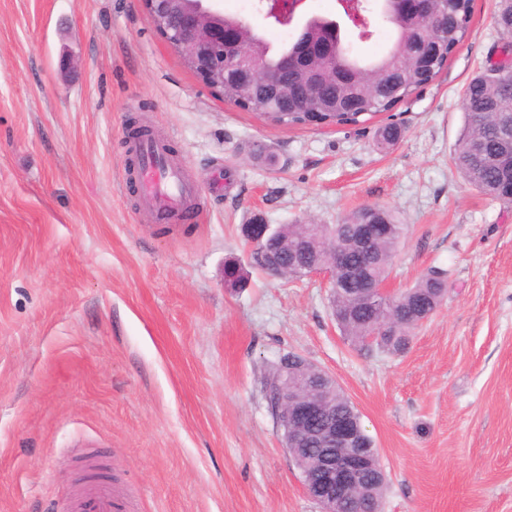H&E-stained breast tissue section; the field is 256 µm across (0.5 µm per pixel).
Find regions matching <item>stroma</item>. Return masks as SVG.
I'll return each mask as SVG.
<instances>
[{
	"label": "stroma",
	"mask_w": 512,
	"mask_h": 512,
	"mask_svg": "<svg viewBox=\"0 0 512 512\" xmlns=\"http://www.w3.org/2000/svg\"><path fill=\"white\" fill-rule=\"evenodd\" d=\"M496 0L391 111L284 126L218 100L140 0H0V512H57L84 442L137 512H320L283 446L267 379L295 353L333 376L388 475L382 512H512V205L450 155L466 82L500 41ZM166 134L195 219L140 211L127 132ZM402 135L386 151L380 127ZM405 224L388 277L448 293L405 353L358 351L322 278L254 270L241 226Z\"/></svg>",
	"instance_id": "obj_1"
}]
</instances>
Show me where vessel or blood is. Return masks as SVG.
<instances>
[{
	"label": "vessel or blood",
	"mask_w": 512,
	"mask_h": 512,
	"mask_svg": "<svg viewBox=\"0 0 512 512\" xmlns=\"http://www.w3.org/2000/svg\"><path fill=\"white\" fill-rule=\"evenodd\" d=\"M166 140L151 134L140 140L135 153L140 179V207L151 218H175L195 203L198 190L165 149ZM133 505L106 478L82 482L70 494L66 512H131Z\"/></svg>",
	"instance_id": "vessel-or-blood-1"
}]
</instances>
